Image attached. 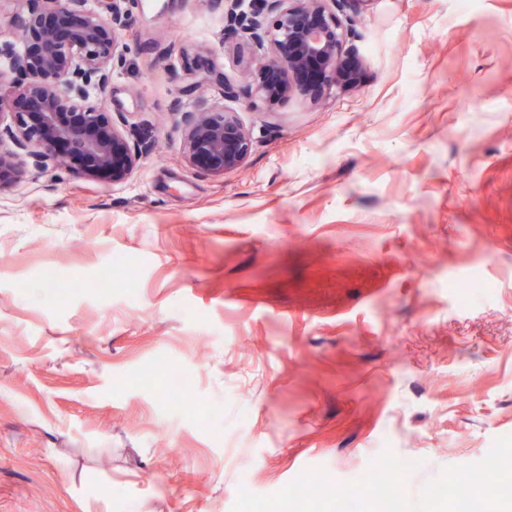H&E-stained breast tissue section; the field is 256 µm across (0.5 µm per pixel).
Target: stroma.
Here are the masks:
<instances>
[{"instance_id":"stroma-1","label":"stroma","mask_w":512,"mask_h":512,"mask_svg":"<svg viewBox=\"0 0 512 512\" xmlns=\"http://www.w3.org/2000/svg\"><path fill=\"white\" fill-rule=\"evenodd\" d=\"M249 3L130 0L102 106L149 153L0 185V512H230L386 452L422 458L415 500L512 435V0L333 5L357 85L247 107ZM201 96L236 170L182 152ZM183 131V151L188 161L210 173L237 169L251 150V142L233 112L201 98L193 108L174 109Z\"/></svg>"}]
</instances>
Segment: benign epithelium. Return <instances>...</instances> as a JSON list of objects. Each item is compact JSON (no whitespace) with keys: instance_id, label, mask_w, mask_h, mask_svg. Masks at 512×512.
Returning <instances> with one entry per match:
<instances>
[{"instance_id":"1","label":"benign epithelium","mask_w":512,"mask_h":512,"mask_svg":"<svg viewBox=\"0 0 512 512\" xmlns=\"http://www.w3.org/2000/svg\"><path fill=\"white\" fill-rule=\"evenodd\" d=\"M8 59L12 93L0 97V144L25 151L37 171L78 167L88 176L121 180L150 150L123 131L112 113L89 102V89L108 95L127 27L125 0H20ZM329 0H252L250 10L227 13L238 45L271 53L255 59L247 98L268 104L298 91L323 95L342 77L347 34L328 11ZM188 161L210 173L237 169L251 142L232 112L201 98L176 107ZM18 177L11 155L0 151V183Z\"/></svg>"}]
</instances>
